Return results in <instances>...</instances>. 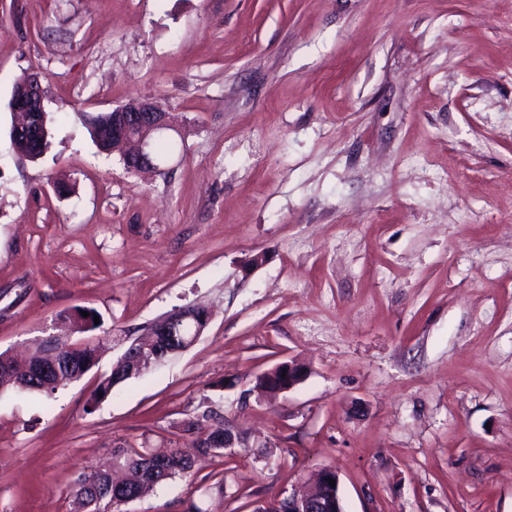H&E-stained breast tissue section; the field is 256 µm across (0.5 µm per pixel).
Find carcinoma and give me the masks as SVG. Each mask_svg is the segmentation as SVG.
Masks as SVG:
<instances>
[{
	"label": "carcinoma",
	"mask_w": 512,
	"mask_h": 512,
	"mask_svg": "<svg viewBox=\"0 0 512 512\" xmlns=\"http://www.w3.org/2000/svg\"><path fill=\"white\" fill-rule=\"evenodd\" d=\"M93 139L99 151L109 150V130L112 114L99 113L88 118ZM60 359L56 368L43 378H27L19 373V366L10 363L0 353V393L6 390L24 391L51 396L60 386L67 385L73 377L90 371L95 366L97 346L87 343L73 347L67 341H58ZM131 365L118 364L110 375L102 378L88 402L89 407L112 395L118 384L131 378ZM113 462L124 472V489L138 499L153 492L158 486L177 477H188L194 468V459L179 449L168 446L132 452L125 448L113 451ZM112 490V471L89 468L82 472L72 490L74 512H117L108 492Z\"/></svg>",
	"instance_id": "1"
}]
</instances>
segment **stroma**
<instances>
[{
    "mask_svg": "<svg viewBox=\"0 0 512 512\" xmlns=\"http://www.w3.org/2000/svg\"><path fill=\"white\" fill-rule=\"evenodd\" d=\"M30 74L35 161L8 108ZM131 99L184 141L160 171L91 137ZM192 306L187 350L88 409ZM79 308L99 364L0 394V512H71L114 449L220 420L231 454L122 512H253L324 467L345 512H512V0H0V352L81 340ZM284 361L305 380L260 397ZM201 319H204V327H206L209 321V313L205 309L189 308L175 317L167 319L164 318L155 322L149 329L147 336L134 340L119 357L116 364L118 362L129 359L132 365V376H134L133 373H135L136 367L140 369L136 374L140 373L146 368H149L151 366L150 364L148 367L145 364L143 367L144 369L141 367V365L143 364V361L146 360V356H150V358L155 357L156 349H154V347L159 341V336L157 333H160L162 336H180L181 326L186 322H191L196 327L197 332L196 335L192 336L190 339L191 343H189L185 348L187 349L194 343L202 331V327L199 324V320ZM131 365L127 362L120 363L113 368L109 376L103 377L92 392L88 406L93 408L97 403L111 396L112 390L115 386L130 379ZM99 394H102V397H99Z\"/></svg>",
    "mask_w": 512,
    "mask_h": 512,
    "instance_id": "1",
    "label": "stroma"
}]
</instances>
